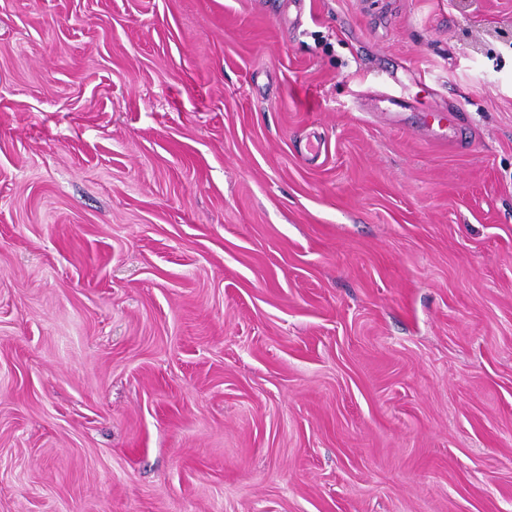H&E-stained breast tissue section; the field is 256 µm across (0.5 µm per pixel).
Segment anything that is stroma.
<instances>
[{
  "mask_svg": "<svg viewBox=\"0 0 512 512\" xmlns=\"http://www.w3.org/2000/svg\"><path fill=\"white\" fill-rule=\"evenodd\" d=\"M0 512H512V0H0Z\"/></svg>",
  "mask_w": 512,
  "mask_h": 512,
  "instance_id": "35a3bbf8",
  "label": "stroma"
}]
</instances>
